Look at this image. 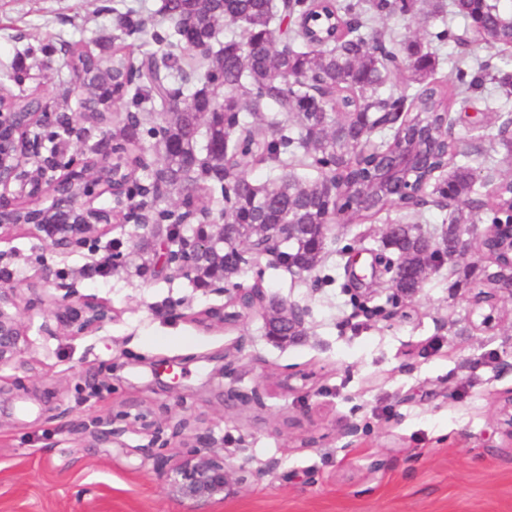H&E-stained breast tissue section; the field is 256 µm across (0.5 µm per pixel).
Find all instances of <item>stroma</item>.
Returning a JSON list of instances; mask_svg holds the SVG:
<instances>
[{
    "label": "stroma",
    "instance_id": "stroma-1",
    "mask_svg": "<svg viewBox=\"0 0 512 512\" xmlns=\"http://www.w3.org/2000/svg\"><path fill=\"white\" fill-rule=\"evenodd\" d=\"M115 0H0V85L42 98L65 97L72 73L63 52L30 58L47 38L98 57L119 35ZM512 73V51L440 45L437 78L454 82L472 59ZM19 60L22 84L5 67ZM497 84L459 97L454 137L481 175L512 174V149L489 139L502 108ZM111 125L86 123L63 139L59 162L83 161L111 142ZM448 208L419 216L392 206L373 219L336 222L316 272L295 274L268 258L237 281L307 308L305 334L274 342L260 314L237 325L200 326L197 315L226 297L172 275L161 237L119 224L93 248L62 251L18 226L0 238V289L15 287L28 345L25 366H0V512H512V447L501 397L512 388V302L496 328L470 330V299L483 276L448 261L409 300L388 286L365 290L351 272L396 261L382 243L387 224L441 233ZM108 304L112 319L80 336L40 331L69 289ZM151 412L169 428L191 418L223 439L233 473L224 500L176 497L136 422ZM117 417L123 432L92 436L85 423ZM359 428L341 437L345 424ZM264 478H254L256 470Z\"/></svg>",
    "mask_w": 512,
    "mask_h": 512
}]
</instances>
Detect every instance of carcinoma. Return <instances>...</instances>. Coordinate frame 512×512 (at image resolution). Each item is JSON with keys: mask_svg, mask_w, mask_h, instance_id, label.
I'll return each instance as SVG.
<instances>
[{"mask_svg": "<svg viewBox=\"0 0 512 512\" xmlns=\"http://www.w3.org/2000/svg\"><path fill=\"white\" fill-rule=\"evenodd\" d=\"M416 1L426 19L442 13L434 0H162L154 16L118 15L128 35L165 24L163 32L153 33L160 54L144 55L136 64L121 46L103 60L105 67L127 75L119 94L127 102L116 113L123 126L112 133L116 150L139 141L144 104L164 105L161 125L148 129L162 147V167L153 182L128 186L129 197L143 198L139 208L151 222L176 226L186 214L155 209L145 200L158 192V185L177 191L183 203L204 194L212 198L217 192L224 199L223 224L230 232L224 244L206 261L185 255L196 285L213 278L230 283L242 272L249 259L236 251L233 241L249 236L253 224L288 225L287 248L296 257L295 267L309 274L325 249L322 241L311 238L310 226L335 210L345 213V206H336V200L324 195L322 178L305 182L289 175L254 185L245 197L237 190L239 173L228 168L224 158L241 154L279 164L290 158L302 169H321L347 184L362 172L361 162L377 156L370 138L379 115L395 113L394 125L396 113L407 114V134L413 136L421 123L443 120L454 96L483 87L491 75L489 64L460 71L457 82L441 86L433 78L436 58L424 42L409 40L397 49L389 32L373 26L376 16H404ZM186 18L195 24L183 26ZM221 21L237 28L224 34L218 50L203 57L175 54L193 45L212 46ZM480 40L512 48V14L488 5ZM400 64L416 84L414 92L382 94L380 89ZM173 90L185 96L177 109L165 107ZM242 112L259 118V123L240 118ZM287 117L295 124H288ZM458 154L448 149V180L454 192L448 238L461 225L474 223L481 210L493 213L494 224L512 221L509 179L502 181L500 192H485L478 171L457 163ZM446 197L444 185L429 181L406 209L419 211ZM392 246L398 260L413 271L410 279L392 284L397 297L408 299L428 279L430 242L419 225L408 224Z\"/></svg>", "mask_w": 512, "mask_h": 512, "instance_id": "obj_1", "label": "carcinoma"}]
</instances>
